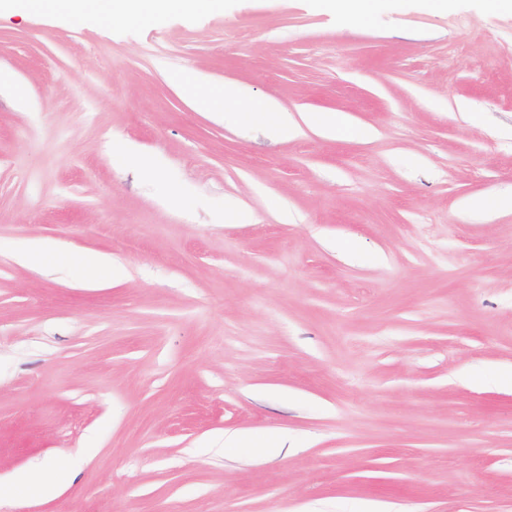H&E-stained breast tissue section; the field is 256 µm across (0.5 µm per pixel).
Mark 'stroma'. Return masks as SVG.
I'll use <instances>...</instances> for the list:
<instances>
[{
  "instance_id": "35a3bbf8",
  "label": "stroma",
  "mask_w": 512,
  "mask_h": 512,
  "mask_svg": "<svg viewBox=\"0 0 512 512\" xmlns=\"http://www.w3.org/2000/svg\"><path fill=\"white\" fill-rule=\"evenodd\" d=\"M0 72V483L73 473L0 512H512V209L468 207L512 192L511 10L4 11ZM193 76L350 125L273 140ZM21 260L27 264L42 266L45 269H52L58 265H74L76 263H81L86 267H89L95 270L97 273H106L107 277L112 278L115 273L114 265L112 264V260L100 258V257H92L84 260H80L74 256H64L57 260H50L46 254L39 248H33L26 252L23 256H21Z\"/></svg>"
}]
</instances>
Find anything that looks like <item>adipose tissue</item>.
<instances>
[{
  "mask_svg": "<svg viewBox=\"0 0 512 512\" xmlns=\"http://www.w3.org/2000/svg\"><path fill=\"white\" fill-rule=\"evenodd\" d=\"M212 2L213 0H0V7L19 12H57L75 22L92 15L100 16L108 22L115 19L138 22L170 12L199 9ZM181 88L199 108L212 112L222 111L225 122L245 127L259 126L277 139L299 136L306 127L332 136L336 133L337 125L346 121L341 114L309 112L298 123L272 104L254 105L242 101L239 89L232 84L214 91L203 87L197 79L189 77L183 80Z\"/></svg>",
  "mask_w": 512,
  "mask_h": 512,
  "instance_id": "ef3b65f1",
  "label": "adipose tissue"
}]
</instances>
